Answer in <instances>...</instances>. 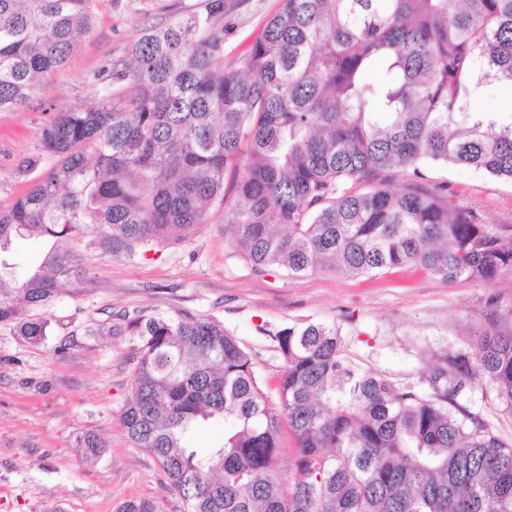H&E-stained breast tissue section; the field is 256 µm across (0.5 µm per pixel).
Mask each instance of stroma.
<instances>
[{
    "mask_svg": "<svg viewBox=\"0 0 512 512\" xmlns=\"http://www.w3.org/2000/svg\"><path fill=\"white\" fill-rule=\"evenodd\" d=\"M208 3L94 0L93 25L67 61L44 77L26 106L0 111V211L42 174L35 161L52 118L97 106L111 87L113 64L126 61L145 28L204 12ZM280 5L224 0L225 62L247 55ZM426 175L429 186H446L451 203L480 223L512 226V183L464 168ZM235 201L230 170L208 224L132 260L103 251L98 233L88 230L72 244L79 272L62 279L49 302L22 312L46 321L45 339L23 342L0 323V512H117L132 498L184 512L155 458L123 427L137 342L109 334L113 323L155 314L210 319L240 341L270 395L284 367L272 336L296 323L340 325L356 362L421 394L434 357L470 349L478 331L512 325V278L448 284L416 268L353 277L255 269L225 231L224 210ZM456 401L494 434L512 438V414L485 378L468 382ZM83 434L95 435L102 453L76 448Z\"/></svg>",
    "mask_w": 512,
    "mask_h": 512,
    "instance_id": "stroma-1",
    "label": "stroma"
}]
</instances>
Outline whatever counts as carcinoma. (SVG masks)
<instances>
[{
    "mask_svg": "<svg viewBox=\"0 0 512 512\" xmlns=\"http://www.w3.org/2000/svg\"><path fill=\"white\" fill-rule=\"evenodd\" d=\"M224 0L204 16L149 27L112 67L99 105L45 128L49 167L0 212V323L27 343L77 254L52 246L17 276L15 240H78L104 250L180 241L224 210L255 268L357 276L413 266L447 283L512 277V229L478 223L444 186L360 192L431 165L512 182V114L471 112L473 84L512 83V0H282L240 64H224ZM93 0H0V110L24 106L91 28ZM138 340L121 414L186 512H512V440L455 397L481 376L512 412V327L433 360L430 392L394 386L347 355L341 328L277 331V408L239 340L208 319L139 316L112 325ZM224 424L206 454L200 422ZM293 476L276 468L282 424ZM119 512H161L148 498ZM223 427L213 423H203L188 436L187 443L198 453H206L223 439Z\"/></svg>",
    "mask_w": 512,
    "mask_h": 512,
    "instance_id": "cac0c4a2",
    "label": "carcinoma"
}]
</instances>
